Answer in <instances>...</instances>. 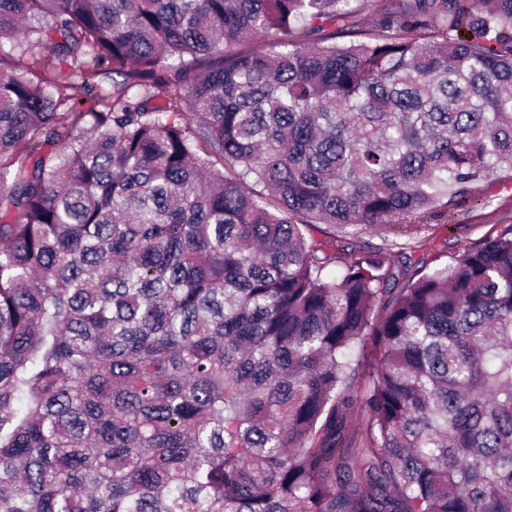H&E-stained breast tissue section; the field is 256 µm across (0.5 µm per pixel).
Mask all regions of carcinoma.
<instances>
[{
	"mask_svg": "<svg viewBox=\"0 0 512 512\" xmlns=\"http://www.w3.org/2000/svg\"><path fill=\"white\" fill-rule=\"evenodd\" d=\"M351 2L0 0V512H512V0ZM57 83L62 99H68L67 104L71 105L76 102L79 112L86 110L88 107V104L85 103L87 91L80 79L66 78L64 75L62 79H58ZM477 202H470L455 209L452 222L437 221L429 236L421 243L415 257L431 259L444 254L440 262H449L450 256L462 251L472 242H477L512 225V176L499 173L496 179H489L477 185L474 190ZM448 255V257H447Z\"/></svg>",
	"mask_w": 512,
	"mask_h": 512,
	"instance_id": "carcinoma-1",
	"label": "carcinoma"
}]
</instances>
